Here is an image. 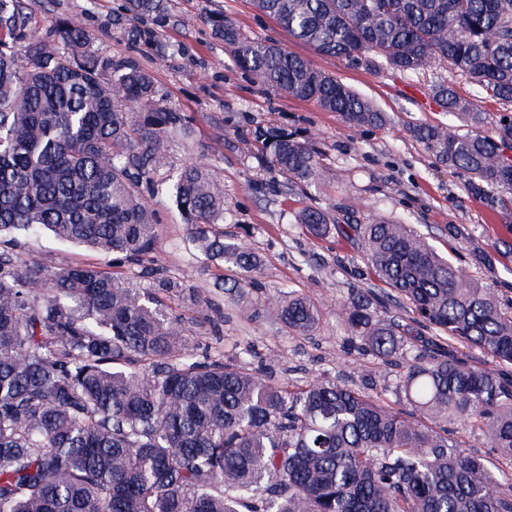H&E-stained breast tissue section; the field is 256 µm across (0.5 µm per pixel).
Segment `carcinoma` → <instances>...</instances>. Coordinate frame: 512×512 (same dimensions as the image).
Wrapping results in <instances>:
<instances>
[{
	"label": "carcinoma",
	"mask_w": 512,
	"mask_h": 512,
	"mask_svg": "<svg viewBox=\"0 0 512 512\" xmlns=\"http://www.w3.org/2000/svg\"><path fill=\"white\" fill-rule=\"evenodd\" d=\"M166 2L124 0V36L155 40L171 22ZM253 5L317 54L425 76L446 62L512 104V0ZM213 26L261 87L312 99L353 126L386 122L308 59L244 37L228 17ZM55 32L51 49L26 0H0V233L47 229L156 287L0 247V512H512V486L448 439L462 421L512 462V376L442 344L512 365V312L498 297L411 224L308 207L296 223L316 237L338 227L395 293L353 289L334 314L354 350L403 368L396 400L373 368L350 384L316 377L290 390L252 366L249 348L232 362L193 360L182 318L157 297L175 290L174 277L145 264L156 214L143 198L168 165V136L189 134L186 118L159 105L150 71L94 48L80 22L60 17ZM431 92L450 124L410 136L464 176L469 196L511 210L512 113L481 133L472 100L444 82ZM257 142L291 185L329 177L297 132L270 129ZM170 192L200 249L232 268L227 291L253 286L259 256L211 232L224 223L221 180L188 164ZM391 301L432 332L411 358L413 327L390 314ZM264 310L306 336L325 307L286 288Z\"/></svg>",
	"instance_id": "carcinoma-1"
}]
</instances>
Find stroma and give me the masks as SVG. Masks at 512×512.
<instances>
[{"label": "stroma", "instance_id": "obj_1", "mask_svg": "<svg viewBox=\"0 0 512 512\" xmlns=\"http://www.w3.org/2000/svg\"><path fill=\"white\" fill-rule=\"evenodd\" d=\"M123 0H28L32 26L53 40L52 18L79 20L97 37L100 50L130 58L149 70L160 102L185 112L194 134L191 141L168 140L170 170L193 163L207 167L224 184L225 235L239 239L263 260L258 285L231 302L214 288L225 270L192 242L188 224L166 193L167 177L159 175L146 202L158 213L155 228L158 264L180 283V291L163 296L166 310L183 318L197 359H229L240 349L255 351L253 363L273 379L289 386L314 377L350 382L375 367L373 357L347 350L346 333L332 308L354 288L380 289L381 284L360 261L339 232L313 237L295 214L308 206L356 212L359 217L382 216L430 232L439 250L448 248V229L466 238L465 249L453 258L468 275L492 289L502 303L512 302V258L492 253L491 243H512V214L497 213L466 194L464 179L442 166L409 134L412 126L444 124L448 116L430 95V80L422 75L352 67L316 54L288 35L271 17L256 11L251 0H170L175 22L162 39L171 55L159 56L146 43L131 45L112 18ZM221 12L242 33L266 38L308 58L385 112L380 127L355 128L316 101L297 100L253 83L230 49L215 41L207 22ZM438 79L481 110L480 130L491 131L507 104L486 94L474 82L448 66L436 70ZM287 128L315 135L330 171L320 190L288 189L283 177L270 173L258 160L260 129ZM11 239L31 260L53 255L57 264H91L112 271L111 256L75 244H64L46 231H18ZM290 287L321 302L326 312L309 336L288 333L281 325L252 317L253 308L282 287Z\"/></svg>", "mask_w": 512, "mask_h": 512}]
</instances>
